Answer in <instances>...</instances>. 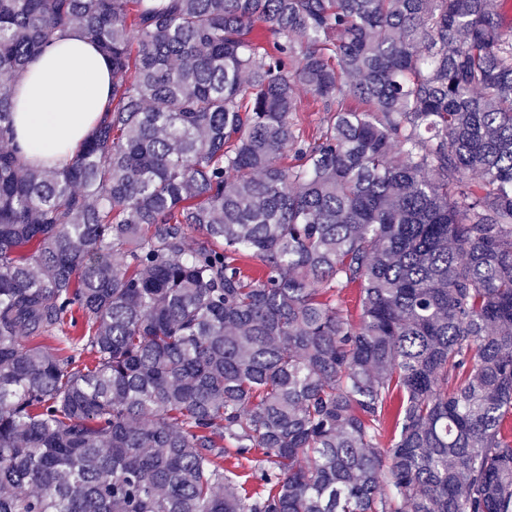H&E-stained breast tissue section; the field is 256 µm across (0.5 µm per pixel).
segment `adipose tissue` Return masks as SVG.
Segmentation results:
<instances>
[{"label":"adipose tissue","mask_w":512,"mask_h":512,"mask_svg":"<svg viewBox=\"0 0 512 512\" xmlns=\"http://www.w3.org/2000/svg\"><path fill=\"white\" fill-rule=\"evenodd\" d=\"M111 89L109 63L88 35H54L13 84L21 160L32 167L67 164L108 108Z\"/></svg>","instance_id":"adipose-tissue-1"}]
</instances>
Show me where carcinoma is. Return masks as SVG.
<instances>
[{"mask_svg": "<svg viewBox=\"0 0 512 512\" xmlns=\"http://www.w3.org/2000/svg\"><path fill=\"white\" fill-rule=\"evenodd\" d=\"M69 28L111 104L26 167L12 81ZM0 76V512H512L495 0H0Z\"/></svg>", "mask_w": 512, "mask_h": 512, "instance_id": "cac0c4a2", "label": "carcinoma"}]
</instances>
